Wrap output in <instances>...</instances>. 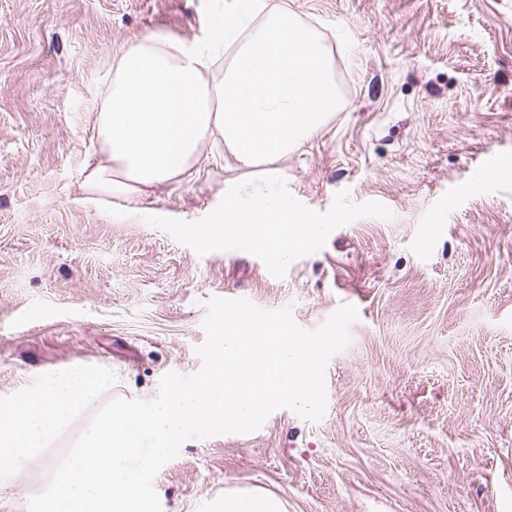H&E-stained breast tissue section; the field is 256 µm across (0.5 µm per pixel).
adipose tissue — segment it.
Instances as JSON below:
<instances>
[{"label":"adipose tissue","mask_w":512,"mask_h":512,"mask_svg":"<svg viewBox=\"0 0 512 512\" xmlns=\"http://www.w3.org/2000/svg\"><path fill=\"white\" fill-rule=\"evenodd\" d=\"M218 55L224 58L219 71L213 68ZM338 101L320 33L287 9L234 0L216 20L208 49L146 36L113 59L92 124L97 147L75 202L133 201L184 181L205 138L218 137L239 174L222 216L199 230V241L208 246L234 237L286 262L320 227L291 209L275 162L319 130ZM111 386V373L71 366L43 374L1 404L0 490Z\"/></svg>","instance_id":"adipose-tissue-1"}]
</instances>
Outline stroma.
Listing matches in <instances>:
<instances>
[{"instance_id":"stroma-1","label":"stroma","mask_w":512,"mask_h":512,"mask_svg":"<svg viewBox=\"0 0 512 512\" xmlns=\"http://www.w3.org/2000/svg\"><path fill=\"white\" fill-rule=\"evenodd\" d=\"M231 4L0 0V402L73 365L111 372L104 401L152 400L200 370L213 297L291 307L307 330L351 304L323 418L185 441L154 480L162 512L228 491L285 512H512V0H265L324 36L340 95L276 162L321 227L278 266L235 239L198 247L234 163L217 144L137 202H73L113 58L144 36L207 45ZM91 419L0 512H27Z\"/></svg>"}]
</instances>
